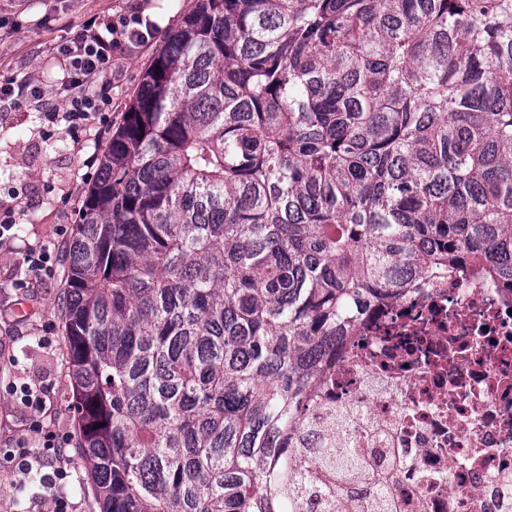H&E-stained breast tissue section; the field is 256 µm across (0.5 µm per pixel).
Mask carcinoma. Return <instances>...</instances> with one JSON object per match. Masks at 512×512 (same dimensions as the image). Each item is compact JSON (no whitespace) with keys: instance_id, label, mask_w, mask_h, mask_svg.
Returning <instances> with one entry per match:
<instances>
[{"instance_id":"carcinoma-1","label":"carcinoma","mask_w":512,"mask_h":512,"mask_svg":"<svg viewBox=\"0 0 512 512\" xmlns=\"http://www.w3.org/2000/svg\"><path fill=\"white\" fill-rule=\"evenodd\" d=\"M474 268L512 289V0H195L65 247L100 512H400L401 449L288 442L338 339Z\"/></svg>"}]
</instances>
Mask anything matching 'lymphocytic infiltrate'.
<instances>
[{
	"label": "lymphocytic infiltrate",
	"instance_id": "obj_1",
	"mask_svg": "<svg viewBox=\"0 0 512 512\" xmlns=\"http://www.w3.org/2000/svg\"><path fill=\"white\" fill-rule=\"evenodd\" d=\"M143 33L130 22L99 28L89 20L84 28L57 44L56 54L65 65V76L55 98H47L34 80L0 82V111L28 107L43 112L49 122L64 123L78 134L89 123L105 120L112 104L111 87L104 78L112 70V53L123 43L143 40Z\"/></svg>",
	"mask_w": 512,
	"mask_h": 512
}]
</instances>
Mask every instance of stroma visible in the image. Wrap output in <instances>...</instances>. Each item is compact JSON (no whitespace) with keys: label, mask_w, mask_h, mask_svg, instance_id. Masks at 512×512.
Here are the masks:
<instances>
[{"label":"stroma","mask_w":512,"mask_h":512,"mask_svg":"<svg viewBox=\"0 0 512 512\" xmlns=\"http://www.w3.org/2000/svg\"><path fill=\"white\" fill-rule=\"evenodd\" d=\"M195 0H0V81L30 77L54 92L64 63L55 43L92 17L113 19L138 6L154 31L150 43L115 55L109 80L112 109L106 122L79 136L49 123L33 109L0 114V214L12 212V239L0 242V512H51L55 495L72 512H99L85 466L75 452V413L62 308V261L76 232L81 197L95 178L102 152L122 120L152 54ZM50 248L51 275L26 278L28 251ZM44 395L40 407L23 404L19 387ZM62 451L43 446L47 435ZM26 452L42 472L23 475L8 457Z\"/></svg>","instance_id":"35a3bbf8"}]
</instances>
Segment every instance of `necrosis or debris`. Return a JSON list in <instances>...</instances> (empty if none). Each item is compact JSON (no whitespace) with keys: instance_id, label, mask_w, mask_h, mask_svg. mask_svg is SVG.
<instances>
[{"instance_id":"obj_1","label":"necrosis or debris","mask_w":512,"mask_h":512,"mask_svg":"<svg viewBox=\"0 0 512 512\" xmlns=\"http://www.w3.org/2000/svg\"><path fill=\"white\" fill-rule=\"evenodd\" d=\"M313 408L294 447L332 424L379 466L402 449L400 512H512V291L475 271L407 290L338 341Z\"/></svg>"}]
</instances>
